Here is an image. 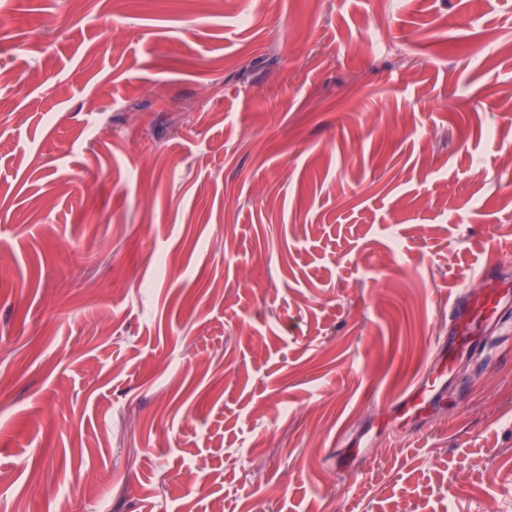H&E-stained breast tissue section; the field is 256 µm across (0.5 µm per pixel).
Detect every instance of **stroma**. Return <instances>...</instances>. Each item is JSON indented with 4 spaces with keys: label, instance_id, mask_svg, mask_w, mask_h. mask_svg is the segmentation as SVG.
<instances>
[{
    "label": "stroma",
    "instance_id": "obj_1",
    "mask_svg": "<svg viewBox=\"0 0 512 512\" xmlns=\"http://www.w3.org/2000/svg\"><path fill=\"white\" fill-rule=\"evenodd\" d=\"M504 112L512 0H0V512H512V340L371 427L512 271ZM444 385L423 379L412 387L395 394L386 405L402 416L413 417L415 420L433 415L438 407Z\"/></svg>",
    "mask_w": 512,
    "mask_h": 512
}]
</instances>
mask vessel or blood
Returning <instances> with one entry per match:
<instances>
[{
    "mask_svg": "<svg viewBox=\"0 0 512 512\" xmlns=\"http://www.w3.org/2000/svg\"><path fill=\"white\" fill-rule=\"evenodd\" d=\"M511 302L512 277L479 267L474 284L462 285L448 299V339L437 346L441 359L454 364L486 350L488 323L504 326L506 307ZM443 389V384L424 379L395 394L388 406L407 417L425 418L437 411Z\"/></svg>",
    "mask_w": 512,
    "mask_h": 512,
    "instance_id": "obj_1",
    "label": "vessel or blood"
}]
</instances>
